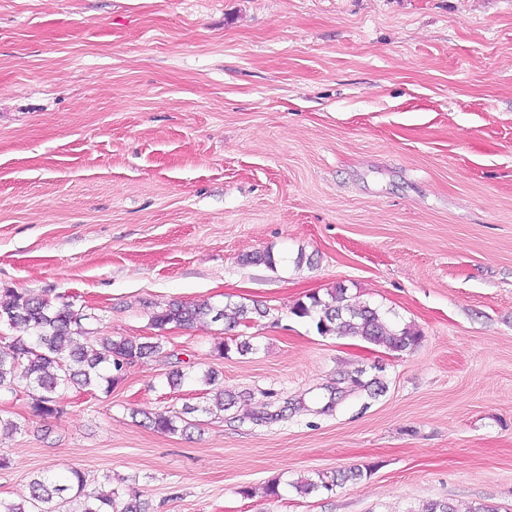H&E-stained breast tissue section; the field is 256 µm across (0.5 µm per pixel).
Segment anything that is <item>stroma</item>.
<instances>
[{
    "label": "stroma",
    "mask_w": 512,
    "mask_h": 512,
    "mask_svg": "<svg viewBox=\"0 0 512 512\" xmlns=\"http://www.w3.org/2000/svg\"><path fill=\"white\" fill-rule=\"evenodd\" d=\"M256 251L275 267L240 264ZM339 285L420 344L292 314ZM3 288L168 355L55 417L1 395L21 428L0 432V498L77 468L133 480L147 512H512V0H0ZM176 299L268 315L220 358L223 324L151 327ZM211 368L240 395L216 415ZM358 369L383 393L325 410ZM270 397L287 419H246ZM187 405L184 434L132 416ZM317 479L307 478L305 480H301L300 482H296L294 487L301 494L309 495L311 493H316L319 491H332L334 487L337 486L338 479L340 480H357L362 477V473L360 470L350 469L346 473L336 474V472H322L316 474ZM342 478V479H341Z\"/></svg>",
    "instance_id": "1"
}]
</instances>
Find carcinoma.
I'll return each mask as SVG.
<instances>
[{"instance_id": "cac0c4a2", "label": "carcinoma", "mask_w": 512, "mask_h": 512, "mask_svg": "<svg viewBox=\"0 0 512 512\" xmlns=\"http://www.w3.org/2000/svg\"><path fill=\"white\" fill-rule=\"evenodd\" d=\"M240 262L275 268L274 257L268 251L245 254ZM6 292L10 301L0 306V322L20 326L26 329L27 335L0 342V394L25 389L31 399L32 413L37 417L60 413L63 396L71 389L88 390L102 385L110 389L128 365L144 358L171 357L159 341L91 335L85 322L97 316L75 308L70 302L53 306L48 300L28 292L10 288ZM292 313L299 318L312 319L322 336L337 333L356 337L391 352H403L421 340V334L414 327L393 322L379 308L350 303L342 288L335 289L328 300L311 295L309 302L296 303ZM264 314L259 307L243 303L217 308L207 300L173 301L152 313L151 324L163 331L171 324L188 328L210 320L224 322L229 330L248 329L256 317ZM363 374L364 370L358 369L348 375V380L371 397L383 392L381 381L376 378L365 381ZM236 403L234 393L216 389V410H228ZM288 410V402L272 401L265 404L264 410L248 415V419L257 424L277 422L288 418ZM196 411L198 408L189 406L181 412L158 410L146 413L145 419L154 430L174 434L188 429L190 422L186 415ZM361 477V471L355 469L340 475L322 472L315 479L294 483V487L309 495L333 490L341 478L357 480ZM61 507L66 508V512H142L141 503L123 498V491L118 488L107 493L88 488L85 475L78 469L71 470L64 483L45 476L32 478L29 498L23 502L0 499V512H56Z\"/></svg>"}]
</instances>
